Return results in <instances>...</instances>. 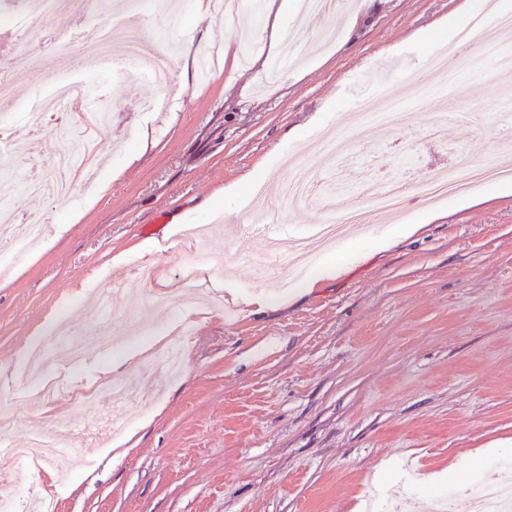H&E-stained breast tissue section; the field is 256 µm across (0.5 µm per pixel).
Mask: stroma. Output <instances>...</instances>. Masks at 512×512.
I'll list each match as a JSON object with an SVG mask.
<instances>
[{"mask_svg": "<svg viewBox=\"0 0 512 512\" xmlns=\"http://www.w3.org/2000/svg\"><path fill=\"white\" fill-rule=\"evenodd\" d=\"M72 2L46 19L45 39L29 41L44 67L0 109V136L15 143L10 163L37 175L53 157L34 131L65 136L79 123L26 108L61 70L112 116L93 169L68 198L13 200L14 220L44 225L45 238L0 279V375L16 376L25 348L70 314L85 336L112 324L96 295L113 281L139 297L119 307L123 331L109 353L76 365L65 342L50 345L46 372L58 391L19 400L9 441L25 444L51 415L107 412L110 397L90 407L78 397L107 379L129 381L135 420L75 443L66 481L50 463L35 479L20 470L0 483V502L36 492L55 512H361L372 495L384 512H400L420 495H455L456 483L432 477L470 454L479 460L465 463V482L490 474L512 485V447L488 450L512 440V177L433 203L409 198L398 214L325 245L285 284L257 278L272 250L247 232L256 215L244 199L224 194L252 173L274 193L290 175L287 156L328 130L342 131L346 149L322 174L318 207L283 206L297 234L334 199L359 208L357 190L372 175L425 179L456 153L492 162L502 80L472 46L455 88H443L414 39L464 0H350L349 15H300L293 27L311 50L281 72L268 43L245 61L236 41L242 29H262L266 11L241 4L220 20L182 0L168 18L146 5L124 15V27L151 43L166 32L191 51L174 56L161 90L95 69L73 39L87 8ZM406 72L421 90L410 112L343 128L360 99L402 94ZM160 92L168 109L144 111ZM466 101L479 105L472 123L428 136L436 114ZM317 113L324 128L309 123ZM428 209L429 224L400 235ZM142 264L165 291L186 276L211 286L184 308L158 307L147 299L152 287L136 281ZM328 267L333 276H323ZM260 292L269 308L247 313L243 298ZM163 338L181 361L172 377L147 358Z\"/></svg>", "mask_w": 512, "mask_h": 512, "instance_id": "35a3bbf8", "label": "stroma"}]
</instances>
